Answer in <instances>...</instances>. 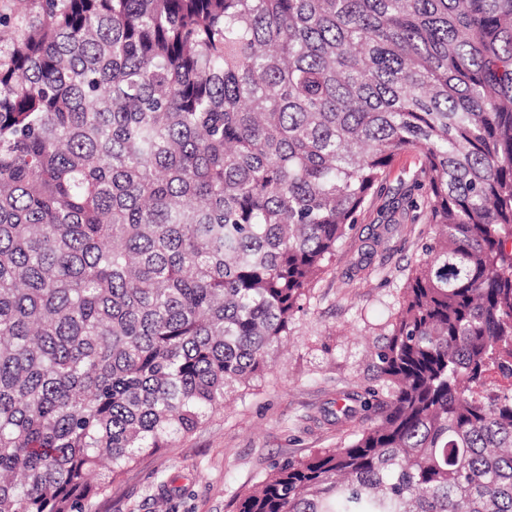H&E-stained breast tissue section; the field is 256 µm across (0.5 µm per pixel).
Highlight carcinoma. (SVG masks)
I'll return each mask as SVG.
<instances>
[{
	"label": "carcinoma",
	"instance_id": "carcinoma-1",
	"mask_svg": "<svg viewBox=\"0 0 512 512\" xmlns=\"http://www.w3.org/2000/svg\"><path fill=\"white\" fill-rule=\"evenodd\" d=\"M420 157L340 443L236 512H512V0H41L0 25V512H86L245 396Z\"/></svg>",
	"mask_w": 512,
	"mask_h": 512
}]
</instances>
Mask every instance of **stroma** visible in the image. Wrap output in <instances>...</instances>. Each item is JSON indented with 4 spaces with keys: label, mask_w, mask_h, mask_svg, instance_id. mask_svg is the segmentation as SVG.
I'll use <instances>...</instances> for the list:
<instances>
[{
    "label": "stroma",
    "mask_w": 512,
    "mask_h": 512,
    "mask_svg": "<svg viewBox=\"0 0 512 512\" xmlns=\"http://www.w3.org/2000/svg\"><path fill=\"white\" fill-rule=\"evenodd\" d=\"M381 206L362 211L257 394L228 401L173 447L141 456L89 512H235L272 463L336 447V394L371 376L365 344L421 253L409 221L378 234Z\"/></svg>",
    "instance_id": "stroma-1"
}]
</instances>
